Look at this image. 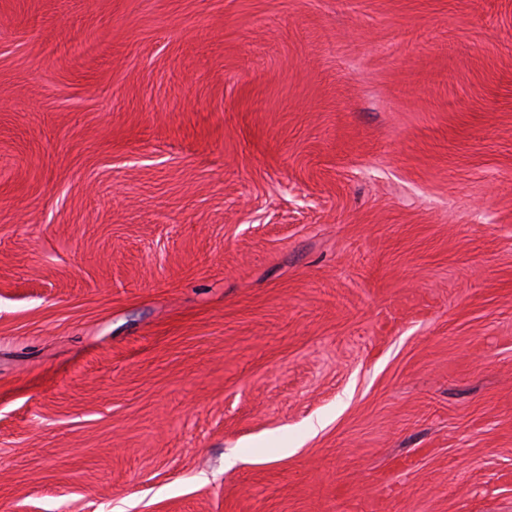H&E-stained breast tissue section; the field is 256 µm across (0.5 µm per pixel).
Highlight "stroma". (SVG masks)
<instances>
[{"label": "stroma", "mask_w": 512, "mask_h": 512, "mask_svg": "<svg viewBox=\"0 0 512 512\" xmlns=\"http://www.w3.org/2000/svg\"><path fill=\"white\" fill-rule=\"evenodd\" d=\"M0 512H512V0H0Z\"/></svg>", "instance_id": "35a3bbf8"}]
</instances>
